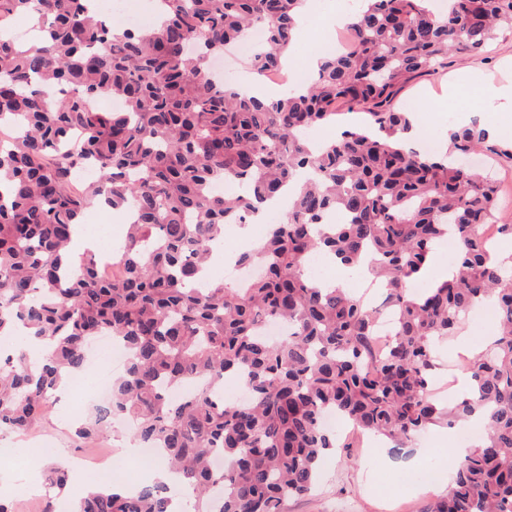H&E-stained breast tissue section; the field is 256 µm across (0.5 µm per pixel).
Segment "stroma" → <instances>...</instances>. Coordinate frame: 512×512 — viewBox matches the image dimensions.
<instances>
[{"label": "stroma", "instance_id": "1", "mask_svg": "<svg viewBox=\"0 0 512 512\" xmlns=\"http://www.w3.org/2000/svg\"><path fill=\"white\" fill-rule=\"evenodd\" d=\"M333 47V28L324 24L310 28L307 39L294 42L288 59L289 70L301 81H310L315 72L313 58ZM477 72L484 78L499 83L512 75V34L499 35L489 54L467 51L448 57L447 68L431 72L406 84L397 102L404 110L413 112L417 120L416 144L431 141L440 147L451 128L470 122L472 117L490 121L495 117L494 104L476 102L473 97L459 99L446 94L450 79ZM96 377L94 369H87L77 382L79 395L58 399L53 412L29 433L6 435L13 453L0 454V469L14 482L27 481L30 475H44V467H32L19 448L33 443L47 449V459L69 465L76 457L96 455L95 442H79L73 436V426L92 408L95 399L87 388ZM450 428L438 425L416 436L406 446H386L378 451L366 447L359 434L349 431L340 436L337 455L328 457L321 478L309 494L288 500L285 512H423L425 505L439 496L436 476L450 469L451 457L446 440ZM122 434L104 437V444L114 448L117 463L109 471L100 473L99 482L118 480L131 487L146 484L155 462L151 459L126 457L121 448Z\"/></svg>", "mask_w": 512, "mask_h": 512}]
</instances>
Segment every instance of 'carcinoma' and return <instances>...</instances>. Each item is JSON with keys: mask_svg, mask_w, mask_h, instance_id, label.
Instances as JSON below:
<instances>
[{"mask_svg": "<svg viewBox=\"0 0 512 512\" xmlns=\"http://www.w3.org/2000/svg\"><path fill=\"white\" fill-rule=\"evenodd\" d=\"M92 2L0 0V332L19 324L50 350L38 375L23 342L0 357V433L34 427L62 373L86 367L87 340L109 332L127 365L76 437L96 440L124 422L182 474L183 488L99 487L77 512H171L178 498L182 512H211L218 490V512H283L336 452L324 413L404 446L478 410L484 439L452 462L448 490L428 512H512V253L481 235L498 224L500 187L451 160L475 151L512 160V144L473 123L451 133L446 154L421 153L400 138L410 113L396 108L401 88L446 66L449 53H485L512 33V0H448L440 13L429 0H359L354 48L328 54L312 82H290L269 101L217 79L208 62L259 26L252 70L283 69L301 0H161L152 28L120 35ZM21 15L37 19L39 46L6 34ZM108 97L123 108L89 106ZM341 105L364 122L312 148L305 130L336 120ZM89 166L98 177L80 179ZM301 175L285 220L238 257L261 278L244 290L204 277L224 225L250 223ZM228 181L238 194L211 192ZM102 196L134 211L110 280L67 257L76 224ZM450 235L458 254L448 279L414 293L433 245ZM313 252L386 285L396 313L386 350H374L379 310L317 287ZM482 304L497 308L500 333L468 359L473 395L439 405L429 392L439 345ZM266 320L288 333L268 340L258 332ZM228 374L249 389L247 405L217 398ZM194 378L205 386L169 397V385ZM47 481L61 494L68 472L54 467Z\"/></svg>", "mask_w": 512, "mask_h": 512, "instance_id": "1", "label": "carcinoma"}]
</instances>
